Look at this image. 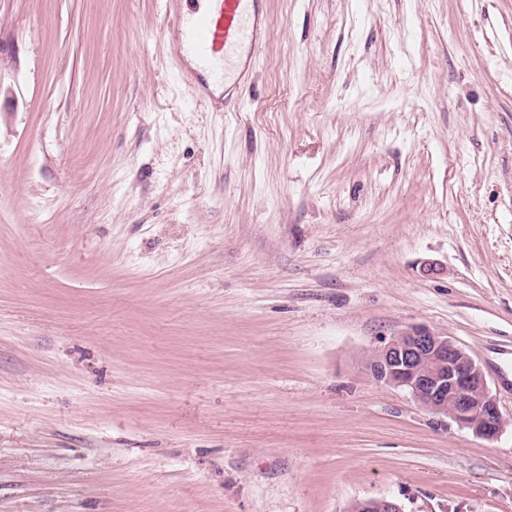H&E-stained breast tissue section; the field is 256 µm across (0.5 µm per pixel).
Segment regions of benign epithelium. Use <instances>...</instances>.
Returning a JSON list of instances; mask_svg holds the SVG:
<instances>
[{
  "mask_svg": "<svg viewBox=\"0 0 512 512\" xmlns=\"http://www.w3.org/2000/svg\"><path fill=\"white\" fill-rule=\"evenodd\" d=\"M373 377L408 391L428 411L494 440L506 421L479 365L449 337L424 325L397 332L370 361ZM351 512H404L386 497L359 500Z\"/></svg>",
  "mask_w": 512,
  "mask_h": 512,
  "instance_id": "1",
  "label": "benign epithelium"
}]
</instances>
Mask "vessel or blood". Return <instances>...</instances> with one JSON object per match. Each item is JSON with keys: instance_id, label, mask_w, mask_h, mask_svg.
I'll return each mask as SVG.
<instances>
[{"instance_id": "1", "label": "vessel or blood", "mask_w": 512, "mask_h": 512, "mask_svg": "<svg viewBox=\"0 0 512 512\" xmlns=\"http://www.w3.org/2000/svg\"><path fill=\"white\" fill-rule=\"evenodd\" d=\"M195 2L189 11H175L166 34L195 97L213 105L251 75L267 37L265 0Z\"/></svg>"}]
</instances>
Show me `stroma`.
Wrapping results in <instances>:
<instances>
[{
    "label": "stroma",
    "instance_id": "35a3bbf8",
    "mask_svg": "<svg viewBox=\"0 0 512 512\" xmlns=\"http://www.w3.org/2000/svg\"><path fill=\"white\" fill-rule=\"evenodd\" d=\"M232 112L161 0H0V512H512V0H266ZM421 324L494 441L379 382ZM351 512H405L401 504L386 497L359 500L352 505Z\"/></svg>",
    "mask_w": 512,
    "mask_h": 512
}]
</instances>
